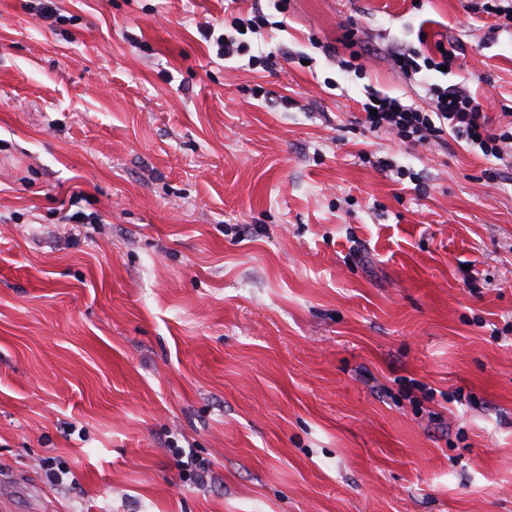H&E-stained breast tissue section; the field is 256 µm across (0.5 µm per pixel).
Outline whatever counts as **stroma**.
Listing matches in <instances>:
<instances>
[{
    "mask_svg": "<svg viewBox=\"0 0 512 512\" xmlns=\"http://www.w3.org/2000/svg\"><path fill=\"white\" fill-rule=\"evenodd\" d=\"M470 5L0 0V512H512V162L359 121L512 108ZM439 59L431 56H423V52L416 48L399 49L394 52V60L398 68L405 74L411 76L418 74L422 71V65L419 60L423 58V64L429 69L437 70L446 74L456 66L457 57L454 53L452 46L446 48L445 45L440 44L438 47ZM441 66H445L447 71L440 70Z\"/></svg>",
    "mask_w": 512,
    "mask_h": 512,
    "instance_id": "stroma-1",
    "label": "stroma"
}]
</instances>
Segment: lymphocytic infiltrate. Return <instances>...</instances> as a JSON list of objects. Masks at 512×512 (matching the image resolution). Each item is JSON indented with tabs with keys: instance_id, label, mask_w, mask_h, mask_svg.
I'll return each mask as SVG.
<instances>
[{
	"instance_id": "lymphocytic-infiltrate-1",
	"label": "lymphocytic infiltrate",
	"mask_w": 512,
	"mask_h": 512,
	"mask_svg": "<svg viewBox=\"0 0 512 512\" xmlns=\"http://www.w3.org/2000/svg\"><path fill=\"white\" fill-rule=\"evenodd\" d=\"M269 24L260 0H254L247 21L231 18L227 33L217 37L221 52L231 56L248 52L249 46L236 38L240 29L261 33ZM429 106L420 108L378 91L369 92L362 105L364 123L370 130L397 132L402 142L411 146L443 144L445 134L467 139L478 146L484 156L503 158L512 150V119L491 122L486 104L463 84L430 85Z\"/></svg>"
}]
</instances>
